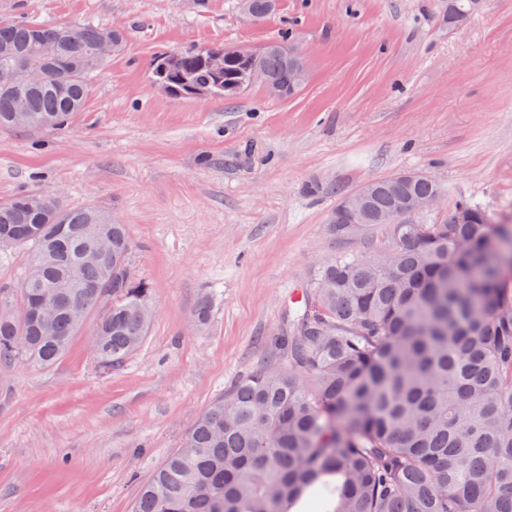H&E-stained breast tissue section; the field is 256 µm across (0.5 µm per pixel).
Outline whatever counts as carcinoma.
I'll return each instance as SVG.
<instances>
[{
  "label": "carcinoma",
  "mask_w": 512,
  "mask_h": 512,
  "mask_svg": "<svg viewBox=\"0 0 512 512\" xmlns=\"http://www.w3.org/2000/svg\"><path fill=\"white\" fill-rule=\"evenodd\" d=\"M473 0H448V24ZM108 26L0 21V127L62 129L83 111L105 67ZM287 45H212L150 64L164 92L247 89L254 59L288 81ZM41 69L38 84L26 81ZM442 192L426 173L379 178L354 223L327 218L330 236L389 228L388 261L342 250L293 298L288 326L264 365L198 416L141 487L134 512H512V225L475 203L458 224H391L415 197ZM97 204L53 205L46 192L0 202V241L25 249L19 288H0V364L49 367L95 317L93 356L110 373L140 346L152 288L128 277V225ZM112 308H99L101 291Z\"/></svg>",
  "instance_id": "carcinoma-1"
}]
</instances>
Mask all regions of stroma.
I'll return each instance as SVG.
<instances>
[{"mask_svg": "<svg viewBox=\"0 0 512 512\" xmlns=\"http://www.w3.org/2000/svg\"><path fill=\"white\" fill-rule=\"evenodd\" d=\"M448 0H277L259 23L239 0H0V20L107 25L126 47L61 130H0V201L57 191L128 224L156 310L138 350L98 372L93 322L56 364L0 366V512H133L194 420L257 370L288 304L340 249L372 254L382 228L338 241L340 196L420 170L442 187L429 221L462 201L512 221V0L456 27ZM287 38L307 77L279 98H179L151 59ZM215 299L205 329L196 309Z\"/></svg>", "mask_w": 512, "mask_h": 512, "instance_id": "1", "label": "stroma"}]
</instances>
